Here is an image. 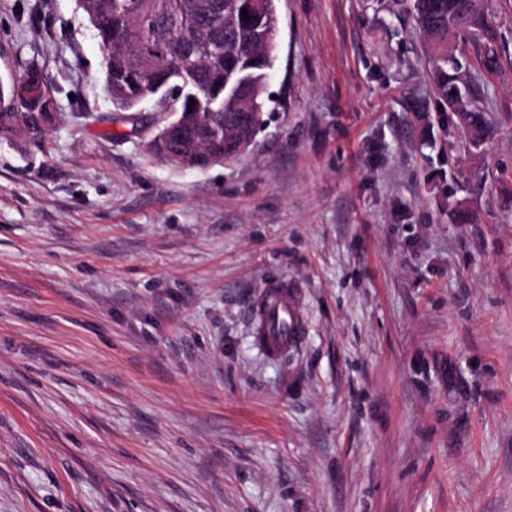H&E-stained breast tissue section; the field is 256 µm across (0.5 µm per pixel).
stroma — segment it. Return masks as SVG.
<instances>
[{"label":"stroma","instance_id":"1","mask_svg":"<svg viewBox=\"0 0 512 512\" xmlns=\"http://www.w3.org/2000/svg\"><path fill=\"white\" fill-rule=\"evenodd\" d=\"M412 0H277L266 124L203 171L109 98L75 0H0V512H512V0L467 44L490 133ZM308 335L270 358L265 284ZM7 92L8 121L0 126L1 136H8L17 131L30 134L44 132L42 127L46 112L55 110V99L44 84L38 68L32 66L18 74L7 86L0 83V102ZM302 286L289 278L270 281L253 309V329L264 350L279 357L300 346L306 336Z\"/></svg>","mask_w":512,"mask_h":512}]
</instances>
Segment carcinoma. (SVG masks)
Listing matches in <instances>:
<instances>
[{"label": "carcinoma", "instance_id": "cac0c4a2", "mask_svg": "<svg viewBox=\"0 0 512 512\" xmlns=\"http://www.w3.org/2000/svg\"><path fill=\"white\" fill-rule=\"evenodd\" d=\"M77 8L95 33L113 103L133 119L148 104L181 120L174 135L149 142L151 155L201 170L242 156V143L253 145L270 100L275 59L264 44L277 36L276 0H77ZM413 11L427 39L433 80L475 145L486 134L485 115L472 104L462 79L466 63L448 49V38L490 35L484 0H413ZM4 98L8 121L1 135L44 133L55 99L38 68H27L6 87L0 83Z\"/></svg>", "mask_w": 512, "mask_h": 512}]
</instances>
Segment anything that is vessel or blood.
<instances>
[{
	"instance_id": "vessel-or-blood-1",
	"label": "vessel or blood",
	"mask_w": 512,
	"mask_h": 512,
	"mask_svg": "<svg viewBox=\"0 0 512 512\" xmlns=\"http://www.w3.org/2000/svg\"><path fill=\"white\" fill-rule=\"evenodd\" d=\"M253 329L270 356L300 346L306 336L300 283L283 277L270 281L253 309Z\"/></svg>"
}]
</instances>
